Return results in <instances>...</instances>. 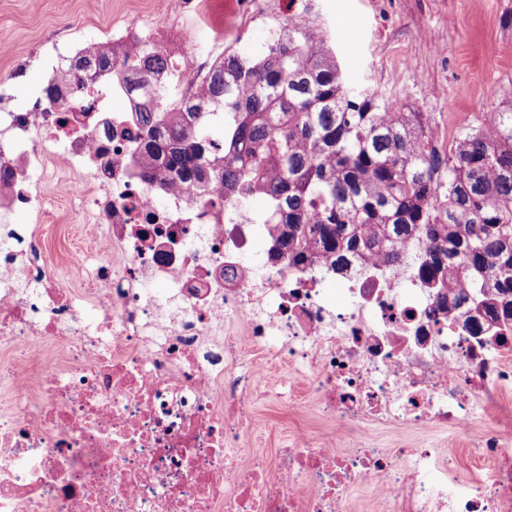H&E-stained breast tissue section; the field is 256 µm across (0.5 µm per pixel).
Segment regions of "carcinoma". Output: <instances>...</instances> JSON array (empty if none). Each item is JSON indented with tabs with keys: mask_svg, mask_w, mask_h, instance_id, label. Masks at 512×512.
I'll list each match as a JSON object with an SVG mask.
<instances>
[{
	"mask_svg": "<svg viewBox=\"0 0 512 512\" xmlns=\"http://www.w3.org/2000/svg\"><path fill=\"white\" fill-rule=\"evenodd\" d=\"M132 65L135 138L161 180L156 195L196 181L246 204L263 198L269 253L297 262L380 250L401 267L417 242L420 279L467 307L474 335L512 331V90L489 131L465 133L447 155L425 113L348 83L310 21L284 20L257 53L224 54L192 99L161 89L162 49ZM110 66L106 43H89L66 77L77 88Z\"/></svg>",
	"mask_w": 512,
	"mask_h": 512,
	"instance_id": "carcinoma-1",
	"label": "carcinoma"
}]
</instances>
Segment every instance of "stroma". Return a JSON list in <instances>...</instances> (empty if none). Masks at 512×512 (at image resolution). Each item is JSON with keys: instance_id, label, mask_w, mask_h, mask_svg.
Here are the masks:
<instances>
[{"instance_id": "1", "label": "stroma", "mask_w": 512, "mask_h": 512, "mask_svg": "<svg viewBox=\"0 0 512 512\" xmlns=\"http://www.w3.org/2000/svg\"><path fill=\"white\" fill-rule=\"evenodd\" d=\"M195 2L183 22L196 46L216 56L227 48L260 50L287 17L280 0H254L248 12L240 10L239 0ZM296 7L324 31L350 84L394 109L427 113L436 137L454 139L487 123L512 87V0H296ZM154 12L155 0H0V44L11 49L0 55V76L19 71L24 87L37 88L50 75L43 58L56 42L104 41ZM46 207L38 236L64 274L70 253L89 251L93 243L74 218L64 179L49 183ZM252 357L265 365L269 383L292 379L297 405L283 406L268 393L258 396L241 455L284 447L296 430L343 445L345 435L322 413L308 374L295 371L271 347ZM491 427L512 440V386L504 390L500 409L478 412L464 430L432 426L418 432L370 422L365 432L377 448L396 447L403 439L442 449L453 458L457 476L478 484L489 471L473 444Z\"/></svg>"}]
</instances>
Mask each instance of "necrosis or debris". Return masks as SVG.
I'll return each instance as SVG.
<instances>
[{"label":"necrosis or debris","mask_w":512,"mask_h":512,"mask_svg":"<svg viewBox=\"0 0 512 512\" xmlns=\"http://www.w3.org/2000/svg\"><path fill=\"white\" fill-rule=\"evenodd\" d=\"M169 19L112 48L122 60L155 42L174 55L170 92L193 96L209 62L188 34L170 40ZM128 98L111 71L54 98L0 80V512H348L360 484L375 490L373 512H512V451L497 430L475 441L492 472L470 484L440 449L373 448L361 428L466 429L512 383V339L472 336L406 268L356 255L340 270L251 265L269 225L196 185L157 198L131 113L112 108ZM52 168L96 233L75 279L44 261L33 224L12 221L45 220ZM239 333L246 347L280 340V357L310 368L344 447L295 432L238 464L261 372L233 368Z\"/></svg>","instance_id":"necrosis-or-debris-1"}]
</instances>
